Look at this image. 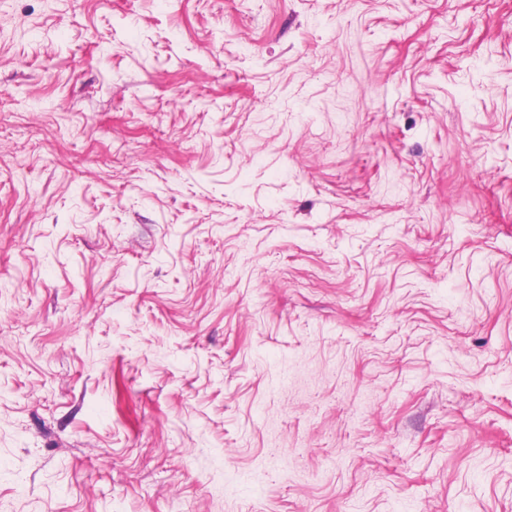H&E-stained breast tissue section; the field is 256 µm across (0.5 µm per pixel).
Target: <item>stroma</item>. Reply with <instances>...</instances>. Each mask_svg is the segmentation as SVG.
Returning <instances> with one entry per match:
<instances>
[{"mask_svg":"<svg viewBox=\"0 0 512 512\" xmlns=\"http://www.w3.org/2000/svg\"><path fill=\"white\" fill-rule=\"evenodd\" d=\"M0 512H512V0H0Z\"/></svg>","mask_w":512,"mask_h":512,"instance_id":"obj_1","label":"stroma"}]
</instances>
